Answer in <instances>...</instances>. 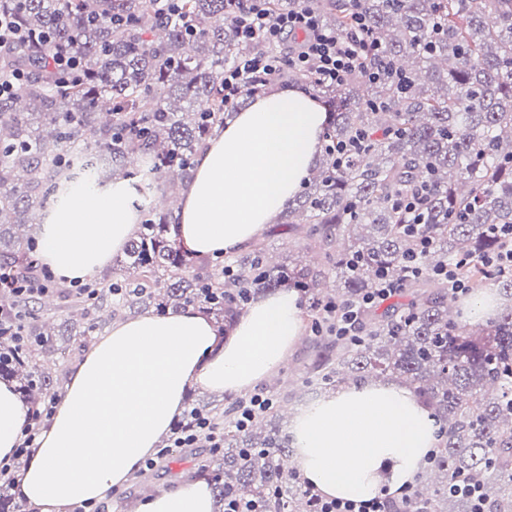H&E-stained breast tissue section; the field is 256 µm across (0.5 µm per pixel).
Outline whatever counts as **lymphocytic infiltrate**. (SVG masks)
<instances>
[{"label":"lymphocytic infiltrate","instance_id":"f902f5d3","mask_svg":"<svg viewBox=\"0 0 512 512\" xmlns=\"http://www.w3.org/2000/svg\"><path fill=\"white\" fill-rule=\"evenodd\" d=\"M263 2L247 0L236 28L240 40L261 43L262 48L243 55L225 70V106H234L252 82L277 79L286 71L310 74L315 86L326 91L340 88L358 70L368 80L382 78V71L373 63L380 47L367 40L368 26L363 15L354 17L356 34L345 35L326 26L311 7L291 9L273 18ZM398 291V283L381 274L375 288L361 299L329 301L324 310L333 318L336 335L355 343L362 339V310L392 299Z\"/></svg>","mask_w":512,"mask_h":512}]
</instances>
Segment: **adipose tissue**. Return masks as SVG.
I'll return each instance as SVG.
<instances>
[{
    "label": "adipose tissue",
    "mask_w": 512,
    "mask_h": 512,
    "mask_svg": "<svg viewBox=\"0 0 512 512\" xmlns=\"http://www.w3.org/2000/svg\"><path fill=\"white\" fill-rule=\"evenodd\" d=\"M327 112L304 90L276 89L239 112L199 151L175 213L197 254L243 252L309 177ZM135 189L119 178L77 188L37 232L41 258L65 282L84 281L120 253L137 228ZM292 290L260 296L229 336L195 307L114 322L73 369L18 483L26 512H68L99 500L151 458L184 406L189 385L234 395L276 375L300 335ZM30 406L0 381V462L11 463ZM299 476L329 498L366 501L413 488L437 425L393 382L347 387L294 414ZM209 482L187 472L142 499L136 512H216Z\"/></svg>",
    "instance_id": "1"
}]
</instances>
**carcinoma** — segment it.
Listing matches in <instances>:
<instances>
[{"label": "carcinoma", "mask_w": 512, "mask_h": 512, "mask_svg": "<svg viewBox=\"0 0 512 512\" xmlns=\"http://www.w3.org/2000/svg\"><path fill=\"white\" fill-rule=\"evenodd\" d=\"M245 0H181L161 16L158 0H0V12L35 35L0 55V72L29 73L0 100V268L35 274L34 240L24 228L37 211L55 208L75 187L101 189L117 176L141 193L164 183L171 205L192 179L194 161L224 124V69L257 46L236 27ZM301 0H266L270 16ZM323 22L344 34L363 14L380 43L376 65L388 77L357 73L334 95L344 102L321 135V161L304 191L276 223L316 250L320 266L275 264L263 242L228 260L226 277L192 259L177 240L173 209L141 210L138 230L119 260L121 275L97 281L92 300L73 299L56 331L32 302L12 303L28 325L21 360L0 361L29 399L57 396L65 370L52 368L53 336H87L135 309L198 307L225 326L256 291L293 282L313 302L362 297L376 273L399 281L400 300L363 316L364 341L352 344L309 312L307 385L397 379L436 418L438 445L427 473L407 501L388 512H473L467 497L448 493L457 476L481 485L489 512H512V274L482 263L499 248L489 232L512 226V0H313ZM58 45L82 62L76 84L62 87L47 65ZM359 131L367 139L338 161L330 147ZM425 184L423 223L403 196ZM422 254L425 273L405 277L406 259ZM473 290L497 293L495 320L474 325L455 310L448 283L433 276L444 264ZM334 289H328L331 278ZM239 402L223 408L188 400L176 432L201 416L224 431L213 479L219 503L230 494L265 512H318L319 504L290 486L289 453L278 409L237 428Z\"/></svg>", "instance_id": "cac0c4a2"}]
</instances>
